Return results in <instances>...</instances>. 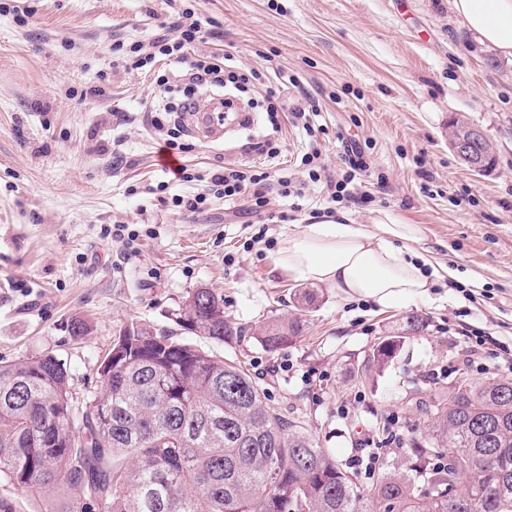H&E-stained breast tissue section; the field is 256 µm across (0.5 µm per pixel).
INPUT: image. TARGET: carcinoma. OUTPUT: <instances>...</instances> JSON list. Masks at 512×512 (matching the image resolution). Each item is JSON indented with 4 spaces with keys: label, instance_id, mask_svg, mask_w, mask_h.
<instances>
[{
    "label": "carcinoma",
    "instance_id": "1",
    "mask_svg": "<svg viewBox=\"0 0 512 512\" xmlns=\"http://www.w3.org/2000/svg\"><path fill=\"white\" fill-rule=\"evenodd\" d=\"M180 327L217 344L241 329L224 296L197 288ZM426 328L407 314L370 349L379 370ZM300 320L258 325L273 352ZM101 388L73 396L54 355L0 362V475L62 501L48 512H512V382L464 379L430 397L406 472L362 489L333 453L272 407L232 360L133 323L99 367Z\"/></svg>",
    "mask_w": 512,
    "mask_h": 512
}]
</instances>
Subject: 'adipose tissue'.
<instances>
[{"instance_id":"obj_1","label":"adipose tissue","mask_w":512,"mask_h":512,"mask_svg":"<svg viewBox=\"0 0 512 512\" xmlns=\"http://www.w3.org/2000/svg\"><path fill=\"white\" fill-rule=\"evenodd\" d=\"M454 13L476 42L512 59V0H451ZM424 237L391 211H375L368 224L349 216L327 218L289 234L281 267L301 280L336 288L386 309L427 295L430 280L412 244Z\"/></svg>"}]
</instances>
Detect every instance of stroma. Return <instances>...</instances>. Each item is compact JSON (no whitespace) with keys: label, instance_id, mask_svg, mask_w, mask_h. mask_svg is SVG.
<instances>
[{"label":"stroma","instance_id":"1","mask_svg":"<svg viewBox=\"0 0 512 512\" xmlns=\"http://www.w3.org/2000/svg\"><path fill=\"white\" fill-rule=\"evenodd\" d=\"M212 34L190 53L275 76L286 70L319 103L310 141L291 112L280 116L277 169L303 183L302 209L277 184L255 214L250 195L210 196L205 210L174 208L172 195L203 192L223 166L263 163L250 145L269 132L259 93L236 102L249 123L225 120L213 141L186 136L179 154L189 181L160 190L165 133L143 102L149 70L114 62L117 43L150 48L169 0H0V360L49 352L79 399L100 389L98 369L119 331L133 323L240 362L270 404L331 449L338 464L371 478L410 460V438L427 424L423 399L458 374L512 381V62L468 36L448 0H180ZM482 130L496 157L489 174L461 165L448 123ZM359 143L368 168L355 201L332 202L330 179ZM317 147L327 177L308 179L297 159ZM393 212L426 228L415 250L433 286L425 299L382 309L323 284H302L278 265L297 225L339 212L366 222ZM124 224L130 238L112 239ZM224 296L226 319L243 328L217 345L178 327L189 293ZM307 288L312 302L302 301ZM474 290L477 301L466 292ZM428 321L383 370L363 375L371 346L403 315ZM298 316L302 329L270 353L255 339L269 319ZM84 321L85 335L70 325ZM491 336L473 353V331Z\"/></svg>","mask_w":512,"mask_h":512}]
</instances>
